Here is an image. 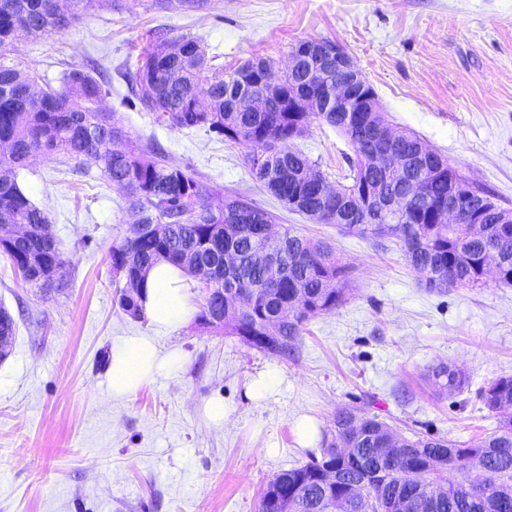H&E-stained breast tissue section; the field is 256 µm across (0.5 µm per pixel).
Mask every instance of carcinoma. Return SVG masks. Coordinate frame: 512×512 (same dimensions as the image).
Wrapping results in <instances>:
<instances>
[{
	"label": "carcinoma",
	"instance_id": "1",
	"mask_svg": "<svg viewBox=\"0 0 512 512\" xmlns=\"http://www.w3.org/2000/svg\"><path fill=\"white\" fill-rule=\"evenodd\" d=\"M0 0V224H25L26 236L0 243L24 280L40 288H62L67 262L55 239L46 231L48 219L19 185L17 176L30 157L62 156L78 165L86 160L102 164L106 179L122 186L141 223L156 229L133 240L112 245V272L128 287H117L123 312L141 318V290L148 270L168 262L195 278L199 266H211L221 278L203 284L224 290V325L212 323V305L201 304L198 321L224 330L248 347L283 360L299 353L304 326L348 300V267L335 248L320 239L286 229L281 265L262 264L267 230L275 216L232 193L212 195L187 167L170 164L156 149L130 142L114 114L100 106L105 90L98 68L81 65L65 71L56 90L37 87V79L8 59L7 46L23 32L38 39L70 29L79 13L105 9L112 0ZM207 0H155L163 10L193 11ZM255 75L252 60L217 74L197 40L153 37L150 49L135 71L127 73L136 100L173 128H204L231 142L256 146L263 142L268 155H247L252 174L288 210L318 224H335L345 232L375 240H393L426 287L441 290L477 287L484 281L488 248L496 251L498 282L512 285V211L492 203L486 191L469 190L468 206L487 212L490 223L477 235L465 224H440L435 210L448 203L450 184L464 182L446 158L415 133L398 130L396 145L410 156L425 154V163L405 180L365 169L359 156L373 142L367 130L348 123L340 112H232L237 76ZM326 124L352 145L350 183L343 185L342 210L334 198L322 197L305 179L313 168L296 145L311 124ZM379 182L385 197L407 198L404 221H394L374 205L355 202L368 178ZM292 305L288 321L267 322ZM431 379L444 390H462L466 375L444 364L433 367ZM478 399L497 419L494 431L481 442L465 446L447 439L396 437L377 416L356 407H342L333 419L331 439L306 464L282 471L267 483L260 512H427L434 486L444 488L434 512H512V376H500L482 387ZM398 438L396 463L381 461L376 449ZM478 469L473 481L467 471ZM336 473L327 484L323 473Z\"/></svg>",
	"mask_w": 512,
	"mask_h": 512
}]
</instances>
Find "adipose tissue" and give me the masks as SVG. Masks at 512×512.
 I'll return each instance as SVG.
<instances>
[{
	"label": "adipose tissue",
	"instance_id": "adipose-tissue-1",
	"mask_svg": "<svg viewBox=\"0 0 512 512\" xmlns=\"http://www.w3.org/2000/svg\"><path fill=\"white\" fill-rule=\"evenodd\" d=\"M142 307L159 329H173L187 321L193 304L183 272L164 262L155 265L144 282ZM180 358L176 351L161 353L150 337H125L112 350L109 386L113 396L135 393L143 384L169 373Z\"/></svg>",
	"mask_w": 512,
	"mask_h": 512
}]
</instances>
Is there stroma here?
<instances>
[{"label": "stroma", "mask_w": 512, "mask_h": 512, "mask_svg": "<svg viewBox=\"0 0 512 512\" xmlns=\"http://www.w3.org/2000/svg\"><path fill=\"white\" fill-rule=\"evenodd\" d=\"M197 39L225 69L268 58L284 67L301 39L340 45L374 88L391 123L413 131L469 182L512 209V0H215L195 12L154 0H112L81 13L68 32L18 37L9 58L60 88L66 69L97 59L103 108L131 140L190 166L213 193L238 192L276 223L330 242L351 269L344 305L305 327L298 360H282L189 319L162 332L116 302L110 252L135 222L124 192L95 161L72 168L30 160L19 179L44 209L68 284L45 291L0 256V308L16 323L0 362V512H260L272 475L304 465L295 421L327 437L337 409L378 416L403 437L473 445L496 426L479 387L512 375V287L425 288L392 241L340 232L289 212L250 172L247 146L201 128L174 129L130 106L125 79L153 31ZM329 181L345 182V137L313 124L296 142ZM132 334L179 349L180 366L132 396L109 390L112 348ZM469 378L438 390L432 368ZM275 371L274 396H247L250 379ZM223 400L225 426L204 405Z\"/></svg>", "instance_id": "stroma-1"}]
</instances>
